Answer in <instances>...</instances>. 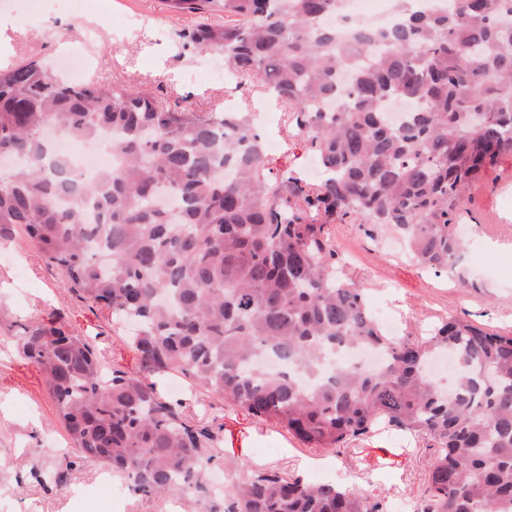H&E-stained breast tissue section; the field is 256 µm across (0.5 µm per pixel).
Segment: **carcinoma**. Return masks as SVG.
<instances>
[{
  "label": "carcinoma",
  "mask_w": 512,
  "mask_h": 512,
  "mask_svg": "<svg viewBox=\"0 0 512 512\" xmlns=\"http://www.w3.org/2000/svg\"><path fill=\"white\" fill-rule=\"evenodd\" d=\"M168 2L224 15L191 42L223 48L233 78L272 93L322 181L273 173L248 112L164 107L31 61L0 69V155L19 160L0 176V240L24 231L82 298L134 327L143 370L182 373L306 448H341L382 425L424 436L439 455L423 512H512V335L463 318L425 340L385 334L328 229L363 219L371 239L397 237L423 270L481 287L459 266L456 221L463 191L512 154V0H396L391 24L346 40L322 25L337 0ZM341 70L350 82L338 100ZM397 98L408 117L392 125L384 104ZM47 123L76 139L117 133L106 145L119 164L80 178L39 135ZM17 345L43 373L77 457L144 497L187 492L205 512H384L355 488L237 472L220 456L223 425L107 370L59 314ZM345 346L382 349L383 368L346 365L307 387ZM441 352L457 365L447 394L426 371ZM261 357L286 371L263 372ZM219 461L217 497L207 473Z\"/></svg>",
  "instance_id": "carcinoma-1"
}]
</instances>
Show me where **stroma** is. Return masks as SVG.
<instances>
[{
    "instance_id": "obj_1",
    "label": "stroma",
    "mask_w": 512,
    "mask_h": 512,
    "mask_svg": "<svg viewBox=\"0 0 512 512\" xmlns=\"http://www.w3.org/2000/svg\"><path fill=\"white\" fill-rule=\"evenodd\" d=\"M1 15L10 20L11 52L0 61L7 66L76 46L95 60L99 82L149 93L166 107L220 112L230 97L238 111L251 113L264 97L253 83L237 88L200 79L222 51L189 44L198 15L172 10L167 0H0ZM260 133L279 145L269 156L274 171L308 178L312 155L287 122H267ZM463 205L469 213L462 222L471 229L464 264L482 282L479 290L462 287L453 274L420 270L389 244L374 245L357 222L336 227V243L350 256L347 276L361 283L369 301L390 306L400 335L429 336L451 315L512 333V156L488 171L481 190H468ZM54 313L87 336L111 368L142 373L125 331L73 292L24 233L0 244V512H167L170 498L140 497L121 477L102 479L98 463L77 460L42 374L14 345L24 328ZM159 389L180 398L190 417L223 424V456L238 469L342 483L381 500L385 512L398 499L419 508L438 456L432 441L392 429L339 451H316L181 374L161 379Z\"/></svg>"
}]
</instances>
